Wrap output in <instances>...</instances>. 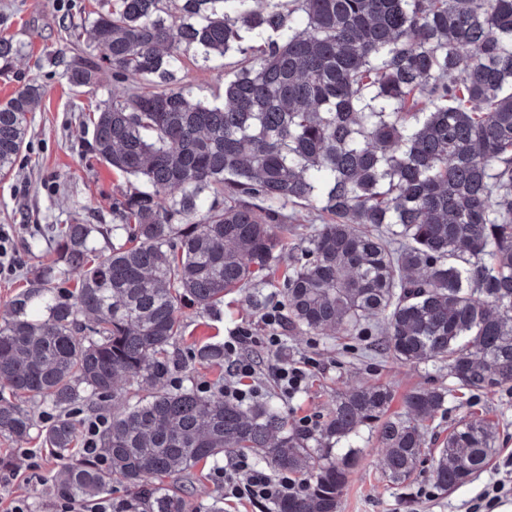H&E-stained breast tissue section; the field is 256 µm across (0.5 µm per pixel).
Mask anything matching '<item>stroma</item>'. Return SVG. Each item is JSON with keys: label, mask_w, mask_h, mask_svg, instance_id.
I'll return each instance as SVG.
<instances>
[{"label": "stroma", "mask_w": 512, "mask_h": 512, "mask_svg": "<svg viewBox=\"0 0 512 512\" xmlns=\"http://www.w3.org/2000/svg\"><path fill=\"white\" fill-rule=\"evenodd\" d=\"M91 0H0V34L13 36L24 47L23 56L14 64L10 76L0 77V101L9 99L29 81L41 87V97L31 115L29 144L8 175L0 176V232L8 237L7 246L17 261L15 272L0 278V313L26 289L32 274L50 263L55 254L48 239V228L66 224L72 218H97L112 221V204L122 199L136 185L135 179L115 175L111 167L99 162L88 148L92 131L83 121L85 110L94 108L114 95H124L129 83L112 79L111 69H103L97 89L70 86L63 67L44 62L46 53L65 57L88 51L91 40L82 36L71 43L65 29L81 25ZM237 54L209 64L184 58L179 76L193 93L211 102L221 101L224 77L232 73ZM282 275L275 274L269 284L255 291L256 302H248L244 293L234 292L224 298L212 313L182 311L184 334L173 350L174 363L162 380L163 389L174 391L190 387L195 390L221 389L229 373L227 367L210 364L198 356L201 347L224 342L238 328H252L259 343L245 349L258 366L262 386L260 399L271 401L286 415L289 424H299L305 417L322 422L331 410L338 392L364 381L390 386L394 400L390 410L402 412L404 396L417 387L452 386L447 368L434 363L410 366L380 356V336L369 331L336 341L332 336H315L281 326L270 329L263 321L264 312L281 303ZM278 332L277 349L267 350L262 336ZM313 360L315 366L304 388L295 397H283L272 374L273 364L281 360ZM33 419L29 440L24 446L39 449L40 434L59 416L76 418V409L59 412L38 397L21 401ZM476 413L498 425L500 451L487 467L469 484L453 492L437 491L432 480L430 461L418 465L412 482L394 486L383 481L381 461L384 450L375 435L362 433L355 442L358 463L344 493L341 512H467L476 497L497 475L506 473L512 460V390L467 397L466 401L449 400L446 410L428 432L429 438L442 441L461 416ZM22 444L0 436V501L24 499L28 512H58L57 486L53 476L61 466L60 458L42 455L37 476L20 478L25 458ZM213 464H202L189 476L164 479L165 487L177 489L193 506L204 508L214 499L224 501V512H274L273 507L255 506L225 498L212 480Z\"/></svg>", "instance_id": "35a3bbf8"}]
</instances>
